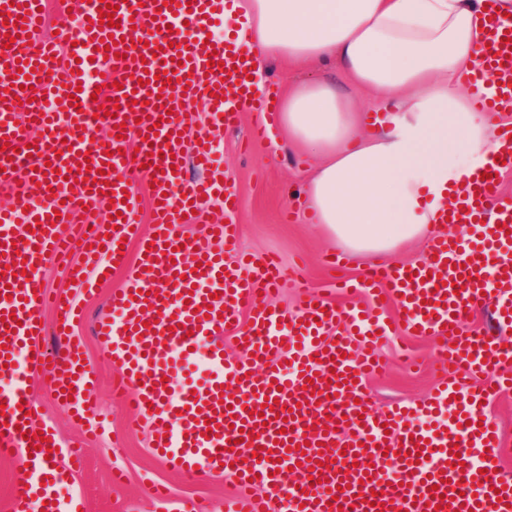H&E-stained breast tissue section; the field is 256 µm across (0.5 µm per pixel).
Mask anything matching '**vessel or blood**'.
<instances>
[{
  "label": "vessel or blood",
  "instance_id": "obj_1",
  "mask_svg": "<svg viewBox=\"0 0 512 512\" xmlns=\"http://www.w3.org/2000/svg\"><path fill=\"white\" fill-rule=\"evenodd\" d=\"M115 6L112 25L100 22V3ZM47 0H0V184H20L11 209H0V456L22 463V484L11 512H30L29 485L44 476L46 451L27 400L28 380L43 370L83 411L95 373L70 336L82 309L51 296L37 273L63 253L64 225L100 200L114 217L94 225L82 249L100 253L97 276L109 280L127 266L126 239L138 242L139 266L114 289L108 315L94 325L112 363L122 369V392L138 419L152 421L156 450L183 475L201 478L231 464L239 491L226 512H512V478L501 472L498 431L483 405L512 387V344L494 342L464 326L466 311L495 304L500 327L512 328V195L495 193V173L512 168V125L502 128L496 159L472 173L450 205L451 232L432 239L417 267L379 268L369 308H343L300 284L299 313L258 301L288 285L275 259L230 266L238 227L211 222L204 239L184 236L196 223L191 202L214 195L207 180H190L188 158L209 170L215 148L191 127L184 103L205 101L212 119L234 125L227 97L275 120L271 97L251 96L248 49L213 39L224 0H77L76 23L41 37L39 10ZM484 68L471 74L474 99L490 112L512 109V22L489 17ZM115 55H105L106 45ZM107 69L116 88L92 101V73ZM41 128L30 142L25 128ZM108 126L109 139L97 136ZM140 145L125 154L128 137ZM190 152H183V145ZM152 185V231L135 236L132 164ZM101 170L96 185L79 171ZM401 316L390 319L388 304ZM53 310L62 352L41 347L39 320ZM453 337L439 359L479 377L470 389L444 379L421 408L367 404L365 380L381 367L377 344L391 331ZM233 332L243 358H225L216 336ZM205 353L210 369L198 389L178 385L183 364ZM456 412L435 431L420 419L447 407ZM298 468L299 486L283 474ZM269 492L250 494L251 485Z\"/></svg>",
  "mask_w": 512,
  "mask_h": 512
}]
</instances>
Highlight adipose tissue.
<instances>
[{"instance_id": "ef3b65f1", "label": "adipose tissue", "mask_w": 512, "mask_h": 512, "mask_svg": "<svg viewBox=\"0 0 512 512\" xmlns=\"http://www.w3.org/2000/svg\"><path fill=\"white\" fill-rule=\"evenodd\" d=\"M512 0H233L238 41L260 61L332 62L385 102L371 128L328 81L282 97V136L314 164L301 196L344 250L383 257L422 239L465 177L498 148L473 102L483 16Z\"/></svg>"}]
</instances>
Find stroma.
Here are the masks:
<instances>
[{
    "mask_svg": "<svg viewBox=\"0 0 512 512\" xmlns=\"http://www.w3.org/2000/svg\"><path fill=\"white\" fill-rule=\"evenodd\" d=\"M302 80L334 81L338 91L356 99L364 113L375 114L381 108L371 93L351 85L341 70L329 65L291 69L271 61L263 76L265 84L276 85L282 92ZM263 120L262 113L246 109L236 128L213 130L222 157L216 174L234 185L239 204L237 211L228 215L220 200L207 199L199 205L202 214L214 219L230 218L240 227L241 252L256 258L277 253L284 265H298L299 275L328 300L344 307L366 304L359 285L370 274L372 262L347 257L340 266L328 265L337 245L306 217L300 199L301 178L311 160L305 153L280 143L276 130L267 142L254 143L249 131ZM39 275L51 294L74 300L85 309V320L75 324L72 334L82 343L96 372V392L79 423L71 408L57 396L53 381L41 374L29 382L38 426L47 428L60 448H77L82 453L81 466H70L64 457L53 464L52 492L58 503L68 507L73 501H81L83 512H167L166 504L151 496L149 487L155 482L168 487L172 500L184 512H225L224 503L236 488L235 480L215 472L191 481L171 471L152 446L154 425L133 421L112 394L116 373L107 348L93 334V323L107 314L110 294L129 277V270L113 272L111 280L98 285L91 294L72 284L63 265L54 260H45ZM340 280L347 281L348 290H337ZM438 347V339L430 336L394 337L384 342L381 352L386 368L367 381L372 408L427 401L436 382L432 364ZM117 469L124 473V483L119 487L112 484V473Z\"/></svg>",
    "mask_w": 512,
    "mask_h": 512,
    "instance_id": "stroma-1",
    "label": "stroma"
}]
</instances>
